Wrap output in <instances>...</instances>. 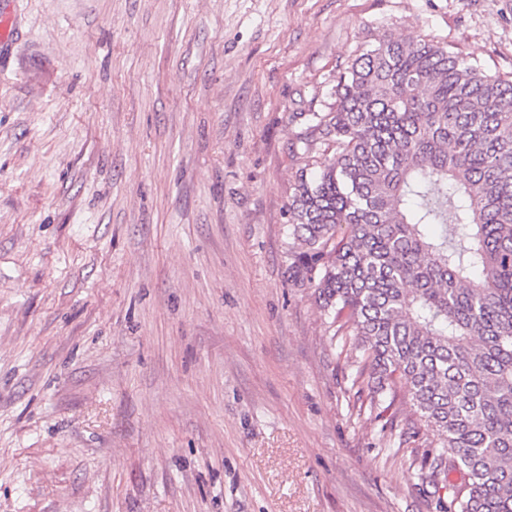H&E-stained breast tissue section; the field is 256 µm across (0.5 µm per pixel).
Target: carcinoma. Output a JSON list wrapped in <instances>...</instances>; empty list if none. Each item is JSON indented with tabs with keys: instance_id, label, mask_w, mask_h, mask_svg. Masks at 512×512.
<instances>
[{
	"instance_id": "carcinoma-1",
	"label": "carcinoma",
	"mask_w": 512,
	"mask_h": 512,
	"mask_svg": "<svg viewBox=\"0 0 512 512\" xmlns=\"http://www.w3.org/2000/svg\"><path fill=\"white\" fill-rule=\"evenodd\" d=\"M311 112L332 156L288 204L289 273L314 289L355 367L411 403L418 479L440 512H512V78L448 43L385 36Z\"/></svg>"
}]
</instances>
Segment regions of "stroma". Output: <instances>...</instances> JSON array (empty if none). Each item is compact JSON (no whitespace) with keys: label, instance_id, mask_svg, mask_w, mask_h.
Listing matches in <instances>:
<instances>
[{"label":"stroma","instance_id":"obj_1","mask_svg":"<svg viewBox=\"0 0 512 512\" xmlns=\"http://www.w3.org/2000/svg\"><path fill=\"white\" fill-rule=\"evenodd\" d=\"M0 512H439L288 266L308 113L512 0H0Z\"/></svg>","mask_w":512,"mask_h":512}]
</instances>
